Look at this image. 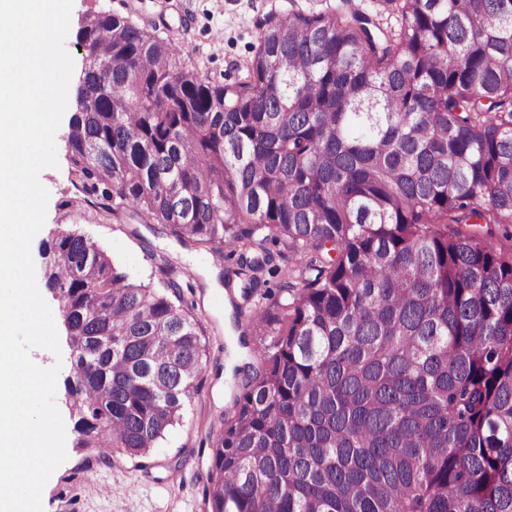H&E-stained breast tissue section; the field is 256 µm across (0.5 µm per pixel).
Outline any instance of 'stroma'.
Returning <instances> with one entry per match:
<instances>
[{"label": "stroma", "mask_w": 512, "mask_h": 512, "mask_svg": "<svg viewBox=\"0 0 512 512\" xmlns=\"http://www.w3.org/2000/svg\"><path fill=\"white\" fill-rule=\"evenodd\" d=\"M341 0H74L71 34L65 46L81 62L75 29L89 11H109L146 27L179 47L180 60L199 76L234 80L257 44L259 26L271 15L291 10L320 11L340 7ZM67 125L55 135L58 165L40 177L50 197L47 219L32 242L35 265H42V244L60 233L84 235L104 249L135 282L155 286L172 279L184 286L186 300L196 304L208 339L202 384L182 422L147 456L113 455L108 466L84 468L76 446L74 421L65 418L67 460L45 486L44 512H207L204 486L209 461L202 455L220 415L228 413L238 388L232 368L246 356L239 329L231 317L244 306L241 264L259 258L260 250L225 255L182 243L170 226L114 215L81 200L66 158ZM193 276H186V269ZM217 279L219 289L209 286Z\"/></svg>", "instance_id": "35a3bbf8"}]
</instances>
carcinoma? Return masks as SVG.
<instances>
[{"instance_id": "cac0c4a2", "label": "carcinoma", "mask_w": 512, "mask_h": 512, "mask_svg": "<svg viewBox=\"0 0 512 512\" xmlns=\"http://www.w3.org/2000/svg\"><path fill=\"white\" fill-rule=\"evenodd\" d=\"M380 3L398 26L270 17L228 83L81 18L67 153L87 201L304 258L251 310L260 363L210 432L208 512H512V0ZM42 255L76 446L145 456L197 393L200 320L81 234Z\"/></svg>"}]
</instances>
